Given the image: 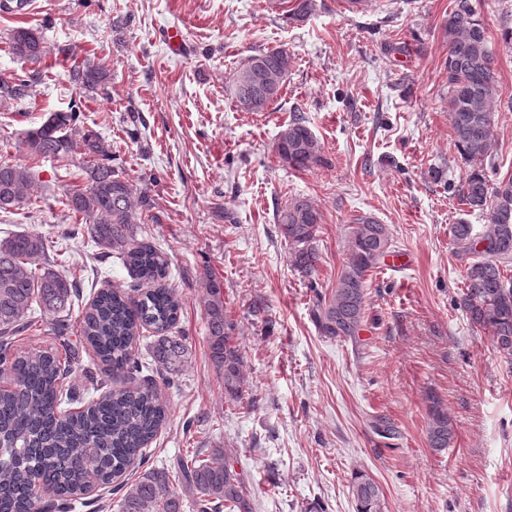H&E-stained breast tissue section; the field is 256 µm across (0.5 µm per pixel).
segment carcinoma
<instances>
[{"label":"carcinoma","instance_id":"obj_1","mask_svg":"<svg viewBox=\"0 0 512 512\" xmlns=\"http://www.w3.org/2000/svg\"><path fill=\"white\" fill-rule=\"evenodd\" d=\"M470 0H454L445 24L448 40V115L454 145L468 163L492 158L495 141L494 101L498 92L488 35ZM285 17L301 22L317 8L316 0H280ZM9 53L23 64L20 72L0 80V102L23 106L48 47L37 27H16L8 37ZM253 70L256 81L239 80ZM288 70V51L259 49L245 56L234 70L226 92L252 112H264L277 101ZM69 80L88 96L103 88L110 70L89 59L68 70ZM82 100L67 109L42 113L22 131L27 162L0 156V213H13L31 203L42 161L65 163L66 174L82 181L66 193L65 206L87 224L91 240L116 251L132 273L137 296L101 290L86 308L81 336L112 371V377L143 376L134 387L110 389L78 413L60 408L62 382L71 365L52 350L16 352L14 337L35 326V309L53 316L51 331L68 335L70 311L78 294L77 281L54 268L46 239L18 231L0 238V512H39L38 489L63 496L66 510L86 495L89 477L122 490L119 512H252L240 473L229 466L225 452L215 448L207 458L193 453L177 467L192 496L189 504L171 487L165 469H145L131 482L124 471L164 424L168 406L154 388L152 373L174 374L187 362L188 347L173 335L181 298L160 281L167 277L164 261L138 238L137 225L154 209L151 182L133 189L125 175L112 167V146L92 130L80 127ZM286 167L310 171L323 163L322 147L296 114L274 146ZM474 209L488 211L478 233L471 224L450 228L455 256L467 264L463 306L471 322L487 333L496 349L512 358V280L504 269L512 265V177L490 183L482 169L470 172L458 189ZM277 224L290 245V262L307 277L319 261L316 242L322 213L306 196H294L278 210ZM348 253L335 287L318 296L312 316L321 335L352 340L366 318L368 276L390 253L391 232L367 213L354 215L346 227ZM205 315L210 360L224 380V391L239 396L244 385V356L234 342L236 325L224 312V282L206 274ZM151 332L149 360L135 354L143 331ZM148 374H143V371ZM427 409L428 440L432 448H447L452 437L448 413L435 397ZM351 493L357 512H383L381 487L367 475H354Z\"/></svg>","mask_w":512,"mask_h":512}]
</instances>
